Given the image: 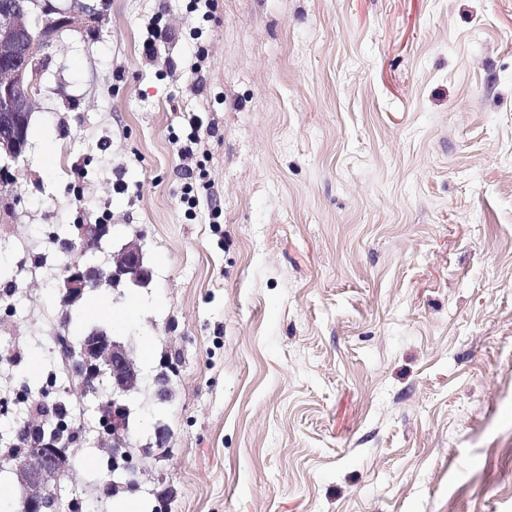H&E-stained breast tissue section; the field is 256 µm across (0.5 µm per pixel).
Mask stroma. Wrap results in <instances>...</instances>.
Wrapping results in <instances>:
<instances>
[{
	"mask_svg": "<svg viewBox=\"0 0 512 512\" xmlns=\"http://www.w3.org/2000/svg\"><path fill=\"white\" fill-rule=\"evenodd\" d=\"M51 56L0 193V448L39 360L80 415L61 512H113L102 411L58 348L95 328L138 367L137 446L168 431L132 474L141 512H512V0H217L208 22L109 0ZM193 113L217 134L189 218ZM131 242L146 287L63 304L67 263ZM181 178L184 180L181 186L180 202L186 208L185 214L192 215V209L196 206L197 196L195 194L196 175L193 168L184 166L180 170Z\"/></svg>",
	"mask_w": 512,
	"mask_h": 512,
	"instance_id": "35a3bbf8",
	"label": "stroma"
}]
</instances>
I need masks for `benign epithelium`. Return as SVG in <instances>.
I'll return each mask as SVG.
<instances>
[{"mask_svg":"<svg viewBox=\"0 0 512 512\" xmlns=\"http://www.w3.org/2000/svg\"><path fill=\"white\" fill-rule=\"evenodd\" d=\"M106 0H70L67 9L52 6L49 0H0V190L8 185L3 176L11 164L25 158L28 129L42 75L50 63L48 50L65 31L86 23H97L106 11ZM126 279L145 287L151 272L143 265L142 251L127 245L116 255L108 268L75 261L64 268L63 300L70 302L85 291L112 280ZM92 363L97 371L94 382L104 376L110 382L108 403L112 407V487L122 486L120 478L134 471L136 461L150 454L152 446L136 448L133 444L127 404L129 388L126 374L136 371L127 349L96 330L72 345L68 374L78 381L84 379L81 368ZM25 512H58V501L42 493L47 483L57 479V452L45 444H35L28 455L13 460Z\"/></svg>","mask_w":512,"mask_h":512,"instance_id":"benign-epithelium-1","label":"benign epithelium"}]
</instances>
